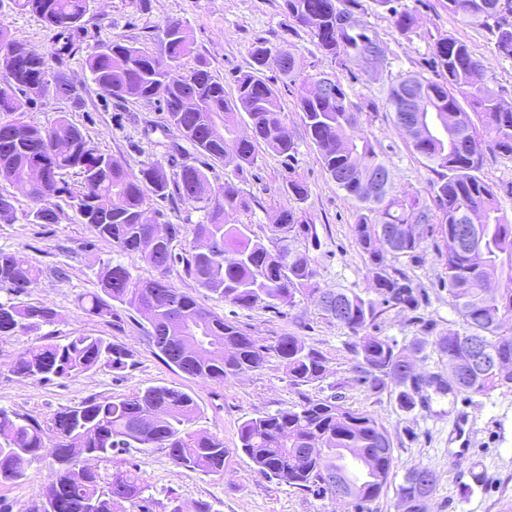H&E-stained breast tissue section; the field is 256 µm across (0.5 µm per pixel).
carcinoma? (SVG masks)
<instances>
[{
    "instance_id": "cac0c4a2",
    "label": "carcinoma",
    "mask_w": 512,
    "mask_h": 512,
    "mask_svg": "<svg viewBox=\"0 0 512 512\" xmlns=\"http://www.w3.org/2000/svg\"><path fill=\"white\" fill-rule=\"evenodd\" d=\"M6 1L43 22L52 33V56L59 61L72 56L91 0H0V9ZM373 2L390 13L396 35L416 33L414 8L396 6L395 0ZM444 7L463 23L484 26L493 43L491 54L512 59V0H444ZM281 11L289 27L306 30L320 52L347 73H355L365 54L381 42L373 26L342 24L341 16L363 11L360 0H282ZM424 39L439 80L417 71L399 75L389 89L390 110L397 112L398 99L412 88L421 99L420 114H436L445 123L454 119L458 133L450 139L436 127L410 139L413 150L438 174L434 195L391 189L374 199L367 193L368 181L387 166L372 142L358 133L364 112L336 76L318 92L308 89L323 79L310 81L303 60L291 48L255 39L249 68L235 77L231 96L206 64L184 69L192 42L189 23L181 18H171L162 27L158 52L120 36L86 51L85 66L95 84L118 102L158 104L167 124L195 151V162L181 163L170 178L157 163L129 171L119 159L95 149L64 116L46 127L11 118L27 103L51 95L65 96L74 106L81 96L51 67L49 55L14 42L0 22V114L9 116L0 121V178L20 186L30 199L28 210L19 213L0 195V222L57 224L58 198L72 200L82 223L111 243L113 252L137 254L157 273L151 279L136 278L126 265L111 259L99 273L98 290L78 295V309L90 320L108 324L119 318L116 303L140 314L151 309L147 333L156 355L192 378L222 383L262 369L273 356L284 367L289 385L299 390L325 378L327 357L290 334L265 345L203 309L169 282L168 273L178 264L200 287L241 308L277 311L295 306L298 296L317 302L322 315L353 338L350 352L359 380L371 393L398 382L396 405L404 413L427 403L422 395L426 387L440 395L461 392L469 397L512 390V224L501 215L494 188L482 176L485 151L512 160V105L504 106L491 86L486 56L451 34H427ZM279 81L299 87L296 105L305 134L329 179L359 204L354 233L370 264L371 295L319 287L309 245L295 246V241L315 236L302 207L308 186L291 165L298 143L288 129ZM244 119L251 130L248 136L238 132ZM260 148L290 161L281 188L287 205L281 207L267 242L238 218L248 210L238 192L227 181L212 185L207 174L210 163L228 158L236 160L235 174L251 168ZM70 173L76 177L72 183L65 180ZM170 196L201 213L191 225L189 249L181 253L174 245L181 225H167L165 236L156 238L142 222L149 210L163 217L152 205ZM474 213L484 253L478 269L456 245L458 226L473 223ZM422 220L446 242L448 296L464 323V331L435 336L431 344L452 361L465 358L466 340L475 336L489 354L508 364L505 372H470L460 391L453 388L456 376L451 372L429 376L425 387L414 383V372L404 370L406 348L387 336L365 334L386 309L419 307L420 288L406 272L389 265L386 255L414 259L424 251V236L404 232ZM505 265L502 285L486 287ZM39 275L40 269L24 256L0 250V284L10 294L24 293ZM56 319V310L49 306L0 300V338L52 325ZM131 358L124 345L101 336L81 334L63 342L44 336L19 355L13 372L37 383L72 379L97 368L118 375L130 367ZM198 411L190 393L151 386L118 399L91 398L56 412L47 428L59 465L55 494L43 491L26 512H152L144 497L148 482L135 465L128 462L104 478L72 461L80 448L93 450L96 458L131 448H161L178 468L223 474L228 454L224 440L184 429ZM47 429L0 407V485L29 477L46 448ZM238 440V450L254 472L270 482L329 499L330 481L336 473L344 474L362 487L360 495L348 500L354 512H364L365 504L379 498L394 463L385 427L370 412L344 404L338 394L321 398L302 393L295 404L244 420ZM437 481L428 467L409 469L399 486L405 512H424Z\"/></svg>"
}]
</instances>
